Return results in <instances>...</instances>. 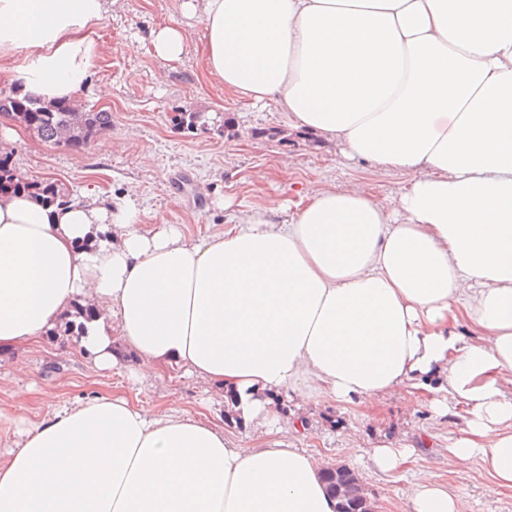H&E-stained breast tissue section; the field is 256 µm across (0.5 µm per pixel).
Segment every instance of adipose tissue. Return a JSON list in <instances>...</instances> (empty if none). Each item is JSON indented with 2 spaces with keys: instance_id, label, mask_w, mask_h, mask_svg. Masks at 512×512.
Wrapping results in <instances>:
<instances>
[{
  "instance_id": "1",
  "label": "adipose tissue",
  "mask_w": 512,
  "mask_h": 512,
  "mask_svg": "<svg viewBox=\"0 0 512 512\" xmlns=\"http://www.w3.org/2000/svg\"><path fill=\"white\" fill-rule=\"evenodd\" d=\"M225 92L274 105L350 160L410 178L391 203L310 185L192 237L128 202L0 193V350L92 304L81 349L121 351L237 394L264 427L245 448L178 408L122 394L23 421L0 457V512H336L321 473L271 419L281 396L374 402L435 370L448 453L512 487V0H180ZM108 0H0V76L73 98L101 52ZM469 328L473 341L459 330ZM411 512H462L416 472Z\"/></svg>"
}]
</instances>
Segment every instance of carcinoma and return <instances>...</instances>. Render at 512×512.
I'll return each instance as SVG.
<instances>
[{
    "label": "carcinoma",
    "mask_w": 512,
    "mask_h": 512,
    "mask_svg": "<svg viewBox=\"0 0 512 512\" xmlns=\"http://www.w3.org/2000/svg\"><path fill=\"white\" fill-rule=\"evenodd\" d=\"M0 117L24 120L38 138L46 143L79 150L94 138L112 128V113L106 110L72 111V105L62 101L45 103L39 98L15 87L8 93L0 92ZM179 129L195 130L205 123L201 112H180L173 118ZM32 190L49 201L63 198L54 182H25L19 179L10 158L0 155V191ZM95 317L94 310L77 307L71 317L50 332L52 336L84 335V322ZM327 490L336 496V512H370L373 504L355 471L347 466L339 470H324Z\"/></svg>",
    "instance_id": "1"
}]
</instances>
